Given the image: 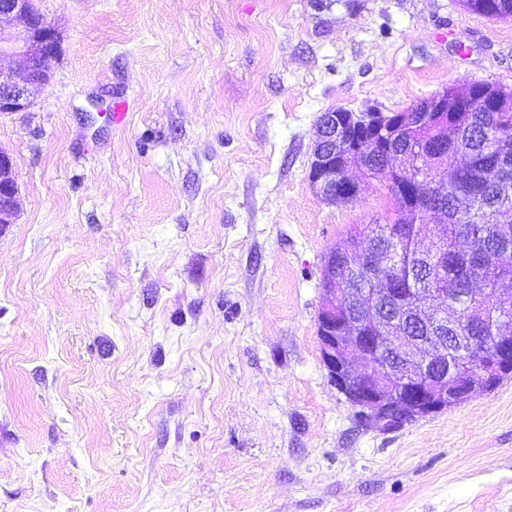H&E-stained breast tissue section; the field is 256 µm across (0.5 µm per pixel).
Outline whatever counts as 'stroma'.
<instances>
[{"mask_svg":"<svg viewBox=\"0 0 512 512\" xmlns=\"http://www.w3.org/2000/svg\"><path fill=\"white\" fill-rule=\"evenodd\" d=\"M50 81L0 115V512H512V378L400 427L321 361L328 248L390 214L308 178L333 107L512 87L460 0H35ZM125 117L115 120V106ZM19 187L13 158L0 150V227L12 224L18 212Z\"/></svg>","mask_w":512,"mask_h":512,"instance_id":"35a3bbf8","label":"stroma"}]
</instances>
